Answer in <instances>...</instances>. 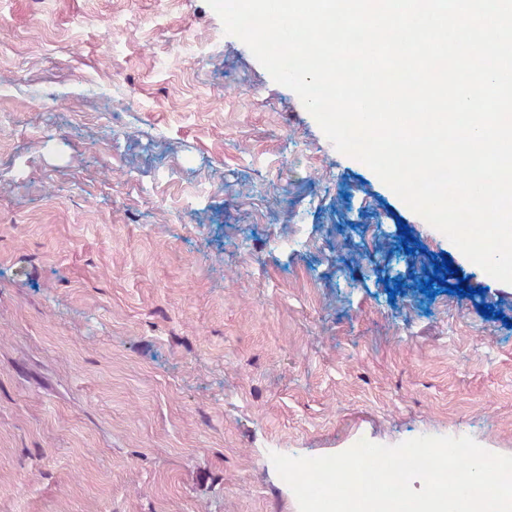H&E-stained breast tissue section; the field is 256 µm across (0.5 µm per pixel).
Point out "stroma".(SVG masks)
Listing matches in <instances>:
<instances>
[{"mask_svg":"<svg viewBox=\"0 0 512 512\" xmlns=\"http://www.w3.org/2000/svg\"><path fill=\"white\" fill-rule=\"evenodd\" d=\"M422 435L512 456V284L207 0H0V512H299L271 453Z\"/></svg>","mask_w":512,"mask_h":512,"instance_id":"35a3bbf8","label":"stroma"}]
</instances>
